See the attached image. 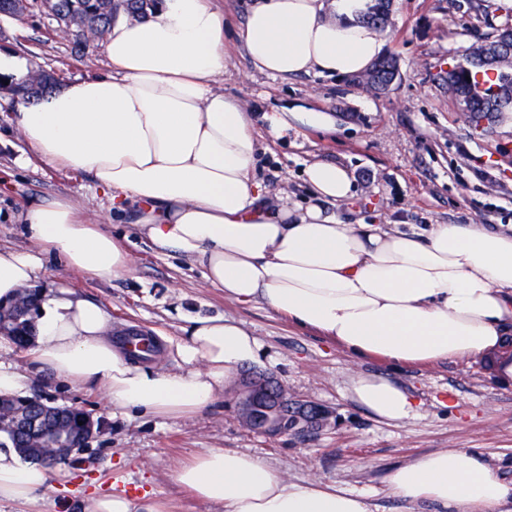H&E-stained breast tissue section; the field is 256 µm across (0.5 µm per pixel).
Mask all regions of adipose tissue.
Here are the masks:
<instances>
[{
	"label": "adipose tissue",
	"instance_id": "ef3b65f1",
	"mask_svg": "<svg viewBox=\"0 0 512 512\" xmlns=\"http://www.w3.org/2000/svg\"><path fill=\"white\" fill-rule=\"evenodd\" d=\"M366 0H255L239 39L260 72L353 76L382 52L381 30L358 21ZM109 71L68 83L16 107L24 143L44 161L92 176L112 204L139 209L155 247L197 261L205 278L240 303L260 302L297 327L335 341L357 359L429 365L484 358L512 383V225L428 224L408 231L342 224L327 202L353 196L342 166L316 161L304 179L313 199L287 205L263 197L253 171L257 136L249 110L215 90L224 73V13L213 0H161L146 18L118 17L105 38ZM35 247L0 248V302L31 287L42 257L57 253L98 277L127 273L131 254L70 201L31 207ZM184 370L133 360L112 338L103 305L59 285L40 294L38 369L72 387L97 383L113 415L194 414L261 345L237 322L197 316L177 346ZM350 393L376 417L409 419V395L382 376L355 375ZM177 484L224 512H371L360 496L318 479L289 482L245 452L212 448L176 471ZM409 503L436 512H492L512 502L506 481L482 453L448 448L414 457L385 477ZM48 487L44 468L0 444V504L27 512ZM83 512H172L167 501L89 496Z\"/></svg>",
	"mask_w": 512,
	"mask_h": 512
}]
</instances>
